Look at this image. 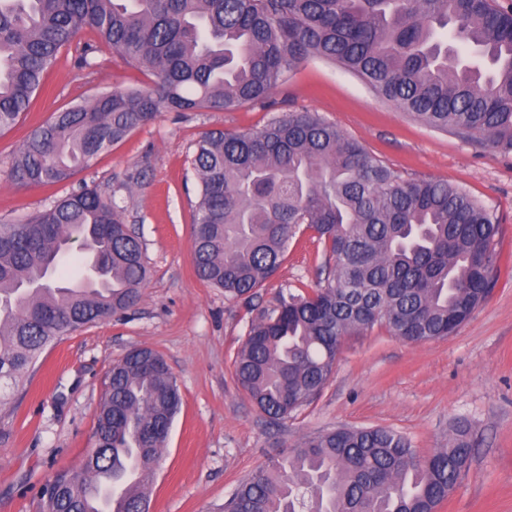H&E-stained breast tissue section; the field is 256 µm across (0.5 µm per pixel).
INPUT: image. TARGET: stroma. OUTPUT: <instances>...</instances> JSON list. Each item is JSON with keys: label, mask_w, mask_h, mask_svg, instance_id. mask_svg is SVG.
<instances>
[{"label": "stroma", "mask_w": 512, "mask_h": 512, "mask_svg": "<svg viewBox=\"0 0 512 512\" xmlns=\"http://www.w3.org/2000/svg\"><path fill=\"white\" fill-rule=\"evenodd\" d=\"M149 79L110 48L61 54L32 112L0 134V224L49 208L81 185L114 196L142 242L148 278L136 306L46 350L0 406V512H44L52 475L78 468L94 446L96 412L114 362L150 348L177 380L181 409L155 464L149 512H218L240 482L307 434L385 426L420 455L447 445L466 422L475 450L467 475L437 512H512V262L494 291L444 339L408 343L385 328L345 337L323 393L274 422L239 388L233 359L256 308L311 288L324 262L312 234L293 243L253 304L231 301L196 274L192 235L203 133L261 131L284 112H315L409 179L444 180L496 213L512 259V158L414 120L357 77L322 59L304 62L265 104L230 111H162L66 182L22 188L7 170L22 140L53 112Z\"/></svg>", "instance_id": "obj_1"}]
</instances>
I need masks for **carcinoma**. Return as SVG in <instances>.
<instances>
[{
	"label": "carcinoma",
	"instance_id": "obj_1",
	"mask_svg": "<svg viewBox=\"0 0 512 512\" xmlns=\"http://www.w3.org/2000/svg\"><path fill=\"white\" fill-rule=\"evenodd\" d=\"M154 77L56 111L23 139L8 171L20 187L62 183L160 112L265 102L310 58L331 61L417 120L512 155V8L495 0H0V132L31 112L63 50L86 60L84 31ZM197 275L250 302L291 243L312 231L324 277L258 311L234 374L273 421L327 386L342 340L377 325L415 343L452 334L489 297L500 271L498 217L448 181L412 180L335 124L285 112L256 134L204 133L196 144ZM81 245L77 289L60 265ZM139 238L121 207L84 185L34 216L0 224V404L62 337L133 307L146 282ZM163 357L135 348L112 366L96 414L98 451L44 488L52 512H133L150 487L123 488L128 468L154 478L179 411ZM457 426L421 457L389 427L304 437L240 483L224 512H435L468 470ZM104 482L119 510L89 489Z\"/></svg>",
	"mask_w": 512,
	"mask_h": 512
}]
</instances>
